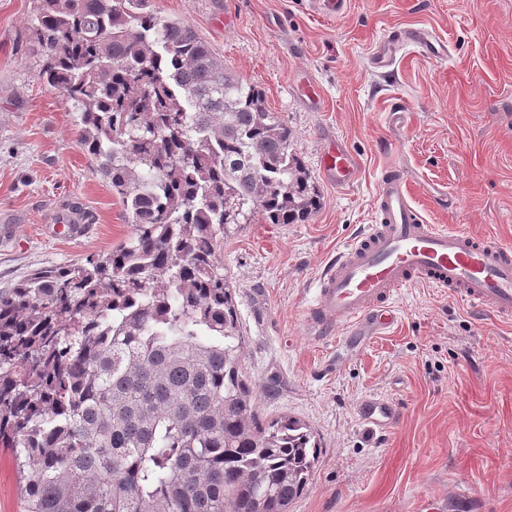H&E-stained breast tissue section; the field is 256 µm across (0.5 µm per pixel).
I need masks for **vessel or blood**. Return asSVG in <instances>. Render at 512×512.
I'll list each match as a JSON object with an SVG mask.
<instances>
[{"mask_svg":"<svg viewBox=\"0 0 512 512\" xmlns=\"http://www.w3.org/2000/svg\"><path fill=\"white\" fill-rule=\"evenodd\" d=\"M418 44L431 58L444 49L422 30H394L372 57L375 70L390 72L403 42ZM356 156L340 139H330L321 162L323 176L344 188L357 175ZM376 223L365 225L320 274L307 312L312 331L343 324L346 338L374 336L391 322L389 305L398 290L416 283L446 292L479 312L512 318V244L474 237L425 223L413 206L406 179L391 173L376 193ZM364 420L382 415L393 421L388 401L367 397Z\"/></svg>","mask_w":512,"mask_h":512,"instance_id":"vessel-or-blood-1","label":"vessel or blood"}]
</instances>
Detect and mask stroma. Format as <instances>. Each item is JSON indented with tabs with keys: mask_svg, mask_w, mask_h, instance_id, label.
<instances>
[{
	"mask_svg": "<svg viewBox=\"0 0 512 512\" xmlns=\"http://www.w3.org/2000/svg\"><path fill=\"white\" fill-rule=\"evenodd\" d=\"M261 85L320 191L301 224H248L221 258L245 337L244 377L261 422L290 416L320 454L288 512H512V324L414 285L394 325L345 346L306 322L315 280L376 221L383 175L409 178L427 223L512 243V0H151ZM36 0H0V288L128 239L132 226L76 142L78 114L42 81ZM429 30L445 47L402 50L393 76L371 57L386 33ZM315 84L320 108L302 97ZM358 160L346 188L320 170L329 136ZM390 399L369 429L358 407Z\"/></svg>",
	"mask_w": 512,
	"mask_h": 512,
	"instance_id": "35a3bbf8",
	"label": "stroma"
}]
</instances>
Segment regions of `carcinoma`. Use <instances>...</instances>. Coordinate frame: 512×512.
I'll list each match as a JSON object with an SVG mask.
<instances>
[{"instance_id": "cac0c4a2", "label": "carcinoma", "mask_w": 512, "mask_h": 512, "mask_svg": "<svg viewBox=\"0 0 512 512\" xmlns=\"http://www.w3.org/2000/svg\"><path fill=\"white\" fill-rule=\"evenodd\" d=\"M150 0H39L47 85L131 236L0 290V447L27 512H288L320 451L257 419L220 250L319 191L264 89Z\"/></svg>"}]
</instances>
